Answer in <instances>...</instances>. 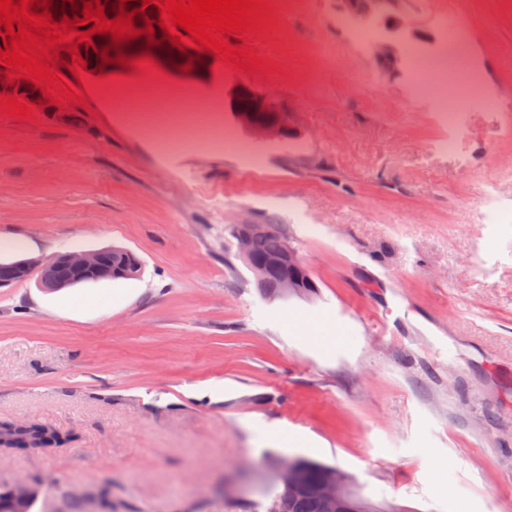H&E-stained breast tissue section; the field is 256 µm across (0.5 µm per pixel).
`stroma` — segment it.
<instances>
[{"instance_id":"stroma-1","label":"stroma","mask_w":512,"mask_h":512,"mask_svg":"<svg viewBox=\"0 0 512 512\" xmlns=\"http://www.w3.org/2000/svg\"><path fill=\"white\" fill-rule=\"evenodd\" d=\"M277 74L218 65L295 114L259 156L168 150L135 106L0 116V257L119 246L139 276L0 288V422L60 443L0 453L33 512H266L278 465L347 473L398 512H512V0H401L384 70L337 0H273ZM464 29L485 87L457 127L412 98L404 51ZM455 139V152L441 143ZM276 224L318 285L268 298L234 229Z\"/></svg>"}]
</instances>
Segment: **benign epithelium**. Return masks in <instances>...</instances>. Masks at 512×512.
<instances>
[{
	"instance_id": "obj_1",
	"label": "benign epithelium",
	"mask_w": 512,
	"mask_h": 512,
	"mask_svg": "<svg viewBox=\"0 0 512 512\" xmlns=\"http://www.w3.org/2000/svg\"><path fill=\"white\" fill-rule=\"evenodd\" d=\"M345 15L352 19H375L387 10L395 7L399 0H338ZM48 12L52 14L53 22L59 23L62 18H83L82 11L76 12L61 9L57 0H47ZM158 7L150 5L145 12L132 17L134 29H145L146 26L155 28L152 36L147 34L137 38L123 40L107 50L105 45L112 42V38L101 36L97 43V63L101 69L123 72L131 69L129 65H120L114 59L125 57L136 59L148 57L157 62V65L166 69L174 77L188 82L196 83L201 80L204 70L212 67L209 56L195 49L182 50L173 46L165 39L164 31L158 27ZM107 57H102V52ZM110 62H105V59ZM191 64V69L183 71L182 66ZM243 94L249 99V104L243 108L230 106L234 119L239 125L250 133L261 138L283 139L292 134L293 114L288 112L272 96L263 92L251 83L236 86L229 97L234 102L238 95ZM258 229V225L246 222L236 226L235 239L238 251L248 256L251 238ZM112 253L110 248L93 250H66L55 253L49 258H26L20 260H3L0 267L8 271V275L0 277V288L10 286L17 282L28 280L33 274H38L42 288L56 292L69 288L78 283H96L110 281L117 274L130 275L137 269V259L130 257V263L119 272L112 269V262L106 260V255ZM276 269L281 273L282 293L286 296L297 291L299 281L297 274L305 270V265L297 252L290 246L281 252L268 256L257 270ZM276 482L291 492L299 487L300 464L293 458L281 464L276 470ZM317 493L327 512H357L360 506L353 504L346 488L344 476L335 472L330 473L320 484ZM39 495V489L24 481L16 484L9 490V499L13 512H28V507Z\"/></svg>"
}]
</instances>
